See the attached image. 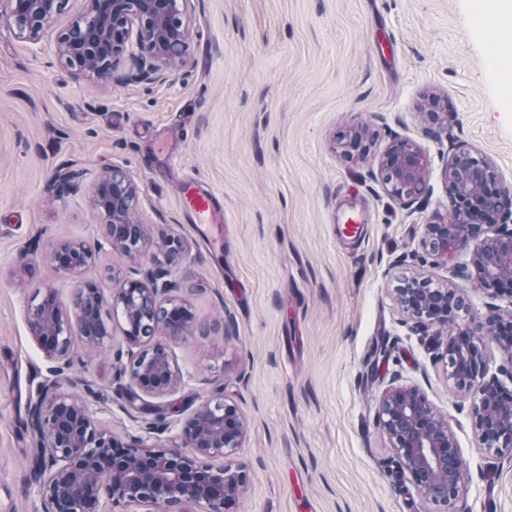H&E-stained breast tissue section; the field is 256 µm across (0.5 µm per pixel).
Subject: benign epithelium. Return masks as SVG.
I'll use <instances>...</instances> for the list:
<instances>
[{
    "label": "benign epithelium",
    "instance_id": "1",
    "mask_svg": "<svg viewBox=\"0 0 512 512\" xmlns=\"http://www.w3.org/2000/svg\"><path fill=\"white\" fill-rule=\"evenodd\" d=\"M193 0H88L86 10L57 41L56 52L86 79L104 78L120 62L128 46L135 77L163 82L187 66L193 37ZM68 0H0V30L7 29L37 41L67 6ZM365 131L356 128L340 143L343 153L362 158ZM382 171L393 169L386 180L391 195L404 207L422 203L426 190L423 170L429 158L416 144H390L380 160ZM84 170L60 172L48 192L80 190ZM448 209L453 218L424 224L421 245L434 263L451 265L457 255L470 252L477 285L493 301L512 300V190L500 184L491 192L481 183L494 180L490 165L473 156L464 144H450L443 169ZM138 187L119 168L106 170L91 185V202L100 219V231L110 248L141 259V247L131 246L140 227L127 221V210ZM185 253V245L171 240L165 263L137 271L138 277L112 276L110 300L96 283L83 279L95 261L92 247L65 242L50 255L54 268L76 280L73 310L84 341L94 347L105 343L109 329L102 319L104 306L121 308L124 335L132 346L123 371L133 397L143 393L164 396L181 382V374L166 347L145 339L163 333L181 338L194 329L188 305L168 296L169 266ZM402 313L417 329L449 330L443 357L451 371L454 391L469 396L480 442L498 452L512 453V391L487 369L485 342L512 359V310L504 313L489 304L490 314L473 321L459 314L462 302L453 285L433 286L422 275L404 277L393 289ZM30 333L43 355L63 371L71 352L72 322L58 305L54 291L31 308ZM138 351H133V348ZM378 425L388 436L399 466L410 473L418 488L432 501L450 506L455 501L463 460L447 422L441 419L419 389L395 386L380 399ZM28 427L39 456L33 478L40 512H104L103 503L145 504L157 512H189L198 504L207 512H229L246 486V466L237 460L246 436V421L237 404L210 399L186 420L181 444L149 448L134 441L119 442L92 414L88 403L65 391H44L28 409ZM221 456L215 466L210 459Z\"/></svg>",
    "mask_w": 512,
    "mask_h": 512
}]
</instances>
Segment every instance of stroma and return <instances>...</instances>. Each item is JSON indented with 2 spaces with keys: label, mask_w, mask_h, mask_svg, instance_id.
Returning a JSON list of instances; mask_svg holds the SVG:
<instances>
[{
  "label": "stroma",
  "mask_w": 512,
  "mask_h": 512,
  "mask_svg": "<svg viewBox=\"0 0 512 512\" xmlns=\"http://www.w3.org/2000/svg\"><path fill=\"white\" fill-rule=\"evenodd\" d=\"M86 6L69 0L36 43L0 30V512L40 508L26 408L54 381L113 436L147 447L178 444L208 397L236 403L249 480L232 512H439L377 424L384 391L415 386L464 461L452 512H512V454L479 443L471 401L452 390L437 347L446 331L414 330L393 297L402 277H451L420 260L424 224L448 213L451 141L512 186L503 49L477 23L476 0H194L189 64L162 84L133 80L125 61L111 77L75 79L54 44ZM433 93L448 104L434 135L422 107ZM355 127L367 131L360 161L334 147ZM395 139L429 157L421 208L403 207L378 173ZM68 165L122 168L152 240L188 245L169 279L196 328L159 338L183 374L168 395L127 398L117 318L104 347L73 335L60 375L29 332L26 312L47 291L72 309L74 284L51 251L99 237L88 193L47 191ZM190 182L215 194L222 245L188 223L180 199ZM352 206L372 218L361 242L336 236ZM24 257L35 277L19 273ZM150 263L105 247L88 276L107 296L108 271L130 276Z\"/></svg>",
  "instance_id": "stroma-1"
}]
</instances>
